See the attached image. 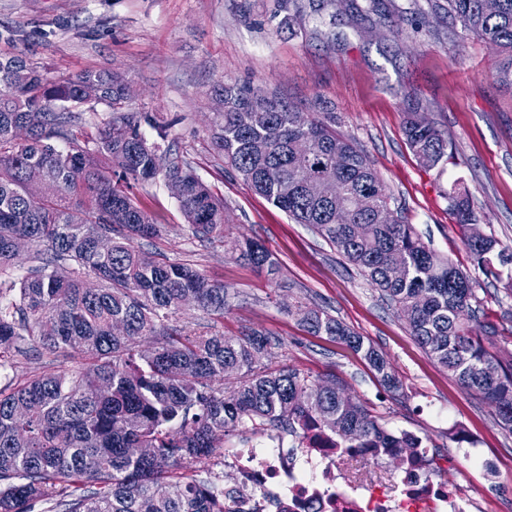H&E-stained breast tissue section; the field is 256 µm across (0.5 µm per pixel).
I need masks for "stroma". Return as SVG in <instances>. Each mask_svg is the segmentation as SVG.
<instances>
[{
    "label": "stroma",
    "instance_id": "1",
    "mask_svg": "<svg viewBox=\"0 0 512 512\" xmlns=\"http://www.w3.org/2000/svg\"><path fill=\"white\" fill-rule=\"evenodd\" d=\"M0 0V25L19 28L15 44L55 77L85 69L122 72L134 97L129 111L169 123V138L198 176L224 200V235L196 239L163 178L132 183L134 201L161 232L134 247L197 269L224 286V312L190 303L165 320L188 334H271L263 365L294 368L366 402L381 423L426 438L428 454L449 459L442 477L468 498L474 512H512V434L491 408L463 389L413 339L396 308L314 232L255 193L210 148L215 86L249 85L302 112L333 113L339 134L355 140L386 184L390 206L440 254L469 269L473 260L448 210L453 185L468 187L486 234L512 249V84L501 82L505 57L476 39H460L447 17L428 16L427 0ZM411 15L417 27L397 28ZM434 122L448 157L420 165L403 134L407 113ZM251 238L274 254L269 276L239 259ZM479 324L497 325L491 348L512 360V298L496 288L481 295ZM321 306L364 336L389 359L403 383L392 395L345 343L309 334L296 306ZM88 364L72 349L58 357L34 348L0 356V388ZM466 429L453 442L448 431ZM244 428L225 437L210 457L191 464L197 479L217 487L233 481L224 459L244 443L264 439Z\"/></svg>",
    "mask_w": 512,
    "mask_h": 512
}]
</instances>
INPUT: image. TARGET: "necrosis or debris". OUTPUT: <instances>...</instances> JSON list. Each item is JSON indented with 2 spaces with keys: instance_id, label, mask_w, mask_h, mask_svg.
I'll return each mask as SVG.
<instances>
[{
  "instance_id": "obj_1",
  "label": "necrosis or debris",
  "mask_w": 512,
  "mask_h": 512,
  "mask_svg": "<svg viewBox=\"0 0 512 512\" xmlns=\"http://www.w3.org/2000/svg\"><path fill=\"white\" fill-rule=\"evenodd\" d=\"M335 448H284L265 442L237 449L229 461L249 492L236 512H465L437 471L416 464L383 484L351 476Z\"/></svg>"
}]
</instances>
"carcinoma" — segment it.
<instances>
[{"label":"carcinoma","instance_id":"1","mask_svg":"<svg viewBox=\"0 0 512 512\" xmlns=\"http://www.w3.org/2000/svg\"><path fill=\"white\" fill-rule=\"evenodd\" d=\"M482 0H446L440 9L452 26L508 55L499 79L512 83V0L486 13ZM95 87L110 109L106 125L78 137L87 125L86 90ZM123 77L86 70L50 79L22 54L0 53V270L12 265L14 245L37 246L35 264L0 287V352L25 354L37 344L58 357L78 348L89 357L79 374L46 373L6 392L0 389V512H234L228 491L186 471L208 457L228 433L246 424L308 432L346 452L370 448L374 457L412 466L424 439L387 428L358 400L348 403L316 391L318 384L293 368L262 369L271 346L267 334L243 337L161 330L185 296L224 313V286L198 271L170 263L131 245L151 239L159 227L124 184L158 176L183 183L178 199L192 235L208 242L223 233L224 201L190 162L166 149L169 168L155 157L160 145L140 132L150 125L165 142L169 126L148 113L130 112ZM224 104L212 128L218 156L256 193L297 224L310 225L357 268L382 297L406 311L410 335L463 388L494 410L496 423L512 433V365L491 356L470 323L477 321L484 279L512 297V252L488 235L471 241L476 220L468 192L448 191L449 211L462 231L474 271L431 249L410 224L379 221L376 209L391 195L365 152L336 132L329 112H296L259 88L223 83ZM404 135L427 167L439 164L447 141L434 124L407 114ZM268 165L284 169L286 182L266 183ZM340 184L349 202L374 197L375 208H350L336 223L329 201L310 195L304 177ZM241 258L270 275L272 252L247 240ZM92 276L100 286L84 288ZM315 335L344 341L390 393L402 382L373 343L319 306L296 310ZM144 336L157 338L150 352L135 349ZM230 370L238 377L224 395L211 382ZM106 383L102 394L97 385Z\"/></svg>","mask_w":512,"mask_h":512}]
</instances>
